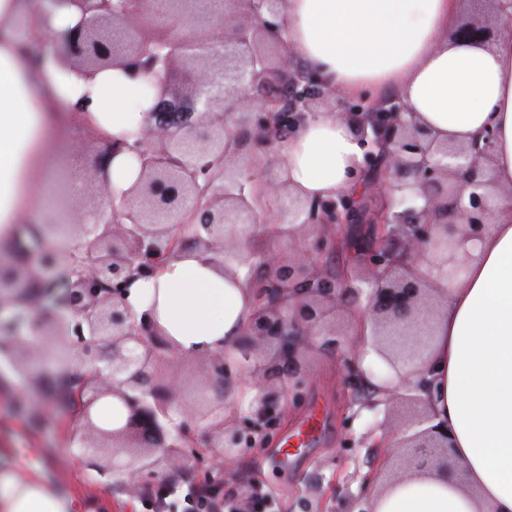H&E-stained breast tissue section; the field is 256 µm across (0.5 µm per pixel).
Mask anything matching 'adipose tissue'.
<instances>
[{"instance_id":"ef3b65f1","label":"adipose tissue","mask_w":512,"mask_h":512,"mask_svg":"<svg viewBox=\"0 0 512 512\" xmlns=\"http://www.w3.org/2000/svg\"><path fill=\"white\" fill-rule=\"evenodd\" d=\"M458 0H283L296 61L347 95L400 94L441 137L465 142L495 131L490 174L501 187L479 236L460 243L463 280L438 289L428 358L415 376L434 425L447 432L463 477L408 472L375 495V512H512V38L484 48L454 42ZM81 19L71 0H0V250L19 247L21 224L51 210L60 110L90 98L81 124L112 138L140 130L151 106L141 78L110 69L87 76L63 61L33 60L25 41L61 37ZM362 150L333 112L308 117L280 144L281 179L307 198L352 190ZM245 271L226 276L185 252L136 281L130 301L150 312L177 352L233 354L254 312ZM69 500L34 475L0 470V512H70Z\"/></svg>"}]
</instances>
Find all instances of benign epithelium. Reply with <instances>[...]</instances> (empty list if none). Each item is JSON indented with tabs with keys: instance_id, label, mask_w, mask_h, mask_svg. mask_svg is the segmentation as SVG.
<instances>
[{
	"instance_id": "benign-epithelium-1",
	"label": "benign epithelium",
	"mask_w": 512,
	"mask_h": 512,
	"mask_svg": "<svg viewBox=\"0 0 512 512\" xmlns=\"http://www.w3.org/2000/svg\"><path fill=\"white\" fill-rule=\"evenodd\" d=\"M76 2L82 20L65 62L89 75L133 68L147 82L153 106L133 141L100 136L95 147L79 145L84 196L67 201L51 224L70 235L80 221L88 238L69 257L65 300L73 318L58 324L45 293L32 288L50 277L52 256L37 273L24 264L0 291V309H15L0 350L24 371L32 348L17 333L23 325L29 335L61 345L82 370L74 443L85 466L141 499L176 485L178 473L207 448L232 463L237 449L280 425L285 393L311 378L304 352L352 359L362 339L357 314L371 322V342L400 382L386 413L398 403L418 411L417 429L403 431L387 478L429 462L452 470L448 436L426 426L429 416L411 379L432 342V323L421 328L419 320L438 312L434 288L464 271L457 236L477 235L494 211V130L454 144L417 122L396 96L347 100L338 116L362 148L364 191L311 200L269 178L263 188L273 206L259 219L245 194L252 153L282 139L331 96L286 49L281 0H208L204 11L199 0H162L161 19L151 16L150 0ZM505 32L512 33V0H486V9L454 35L489 47ZM268 43L283 53L270 58ZM124 151L136 158L139 175L116 200L109 165ZM105 204L111 218L88 223ZM263 222L274 225L278 247L257 254L265 276L249 279L263 297L238 345L255 389L245 426L226 414L224 393L215 391L240 363L222 352L195 356L203 370L196 388L187 390L178 371L185 356L149 314L136 315L129 294L133 282L154 276L185 249L236 271ZM338 232L356 262L335 275L322 259L336 251ZM105 401L124 410L120 426L95 419ZM224 508L267 512L271 503L243 482L224 498ZM294 512L328 510L309 495Z\"/></svg>"
}]
</instances>
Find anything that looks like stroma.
<instances>
[{
  "label": "stroma",
  "mask_w": 512,
  "mask_h": 512,
  "mask_svg": "<svg viewBox=\"0 0 512 512\" xmlns=\"http://www.w3.org/2000/svg\"><path fill=\"white\" fill-rule=\"evenodd\" d=\"M307 362L314 378L300 399H285V417L266 445L239 449L224 489L254 483L272 500L271 512H291L296 498L321 490L331 512H344L347 498L374 480L388 450L372 431L374 412L355 404L342 364L318 353L308 354ZM30 371L31 378H21L0 354V469L44 476L71 498L73 512H152L148 504L126 503L106 480L93 478L74 453L71 435L78 418L64 411L43 383L44 377L66 371L51 346H41ZM313 412L322 419L321 438L280 467L273 450L284 430Z\"/></svg>",
  "instance_id": "obj_1"
}]
</instances>
